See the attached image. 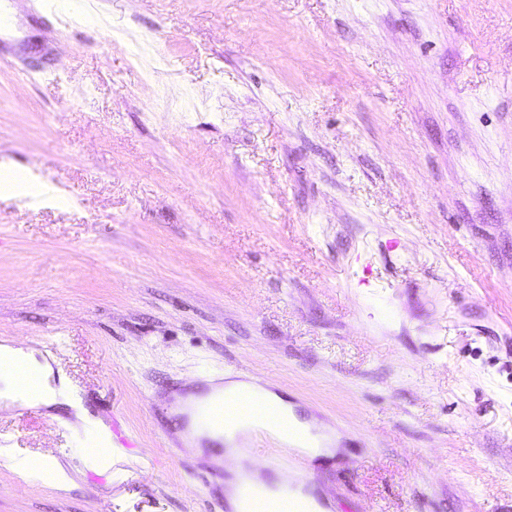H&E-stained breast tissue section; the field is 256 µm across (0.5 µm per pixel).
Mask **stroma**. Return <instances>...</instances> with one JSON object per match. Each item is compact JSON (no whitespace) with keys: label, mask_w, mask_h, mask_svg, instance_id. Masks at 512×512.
Here are the masks:
<instances>
[{"label":"stroma","mask_w":512,"mask_h":512,"mask_svg":"<svg viewBox=\"0 0 512 512\" xmlns=\"http://www.w3.org/2000/svg\"><path fill=\"white\" fill-rule=\"evenodd\" d=\"M76 2L0 0V159L66 194L0 183V341L79 400L0 405L73 479L0 512H227L163 409L238 371L327 512H512V0ZM262 392H263L265 398H267L269 401H271L273 403L278 404L287 414H289L293 418L295 423L306 434V438L308 439V444L305 445V444L299 443L297 441L289 440V435H291L290 425L288 423V426H289L288 427V426H286V424H284L281 421L278 411L275 407H273V411L270 415L262 418V421L265 423V425L268 428V429H266L267 431L268 430L273 431L284 439L287 438V435H288L289 443H287V445H289L291 448L300 449L304 454H306L309 457L310 460H313L319 456H332L333 455L334 450L336 451L337 448H331V449L322 448V437L320 435H314L312 433V429H314V428H317L319 430L321 428H325V426L321 422H319L317 418L310 417L309 419H307V418L302 419L299 416V414L297 413V411L295 409V405L292 403H289L288 399H286L282 394L278 393L275 390L266 388V389H263ZM269 433L275 437H278L276 434H274L272 432H269ZM283 433H288V434H283ZM275 439L280 446H284L283 440L278 439V438H275ZM303 446H310V447L305 448Z\"/></svg>","instance_id":"1"}]
</instances>
